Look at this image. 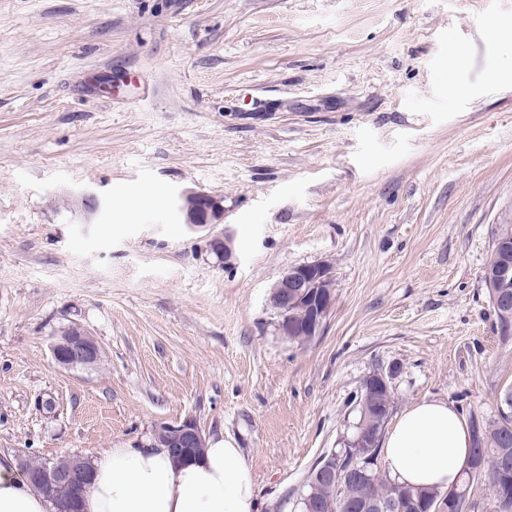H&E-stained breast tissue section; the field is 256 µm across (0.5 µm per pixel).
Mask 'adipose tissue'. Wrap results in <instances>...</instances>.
I'll list each match as a JSON object with an SVG mask.
<instances>
[{
	"label": "adipose tissue",
	"instance_id": "adipose-tissue-1",
	"mask_svg": "<svg viewBox=\"0 0 512 512\" xmlns=\"http://www.w3.org/2000/svg\"><path fill=\"white\" fill-rule=\"evenodd\" d=\"M383 463L389 475L415 487L455 485L470 452V430L451 404L423 399L404 409L386 432ZM93 481L82 512H258L251 469L240 449L208 442L190 462L166 448H107L92 462ZM54 505L0 456V512H53Z\"/></svg>",
	"mask_w": 512,
	"mask_h": 512
}]
</instances>
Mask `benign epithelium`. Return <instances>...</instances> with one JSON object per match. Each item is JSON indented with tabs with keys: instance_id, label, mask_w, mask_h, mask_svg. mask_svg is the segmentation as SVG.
Returning <instances> with one entry per match:
<instances>
[{
	"instance_id": "1",
	"label": "benign epithelium",
	"mask_w": 512,
	"mask_h": 512,
	"mask_svg": "<svg viewBox=\"0 0 512 512\" xmlns=\"http://www.w3.org/2000/svg\"><path fill=\"white\" fill-rule=\"evenodd\" d=\"M175 208L183 223L193 231H206L224 221L222 199L205 192L186 189L179 193ZM209 251L230 267L235 264L234 237L228 232L208 235ZM332 268L325 262L302 264L289 267L272 287L270 304L274 314L277 333L288 336H319L336 300L333 287ZM54 362L63 369L90 370L97 368L104 360L105 350L93 334L82 324L71 322L62 328L50 345ZM394 370L377 369L366 378L365 409L372 411L379 419L387 415L386 408L378 397L392 389ZM150 438L158 441L169 451L180 456L187 454L193 444L205 439V433L192 417L176 423L158 421L151 429ZM376 433L367 429L358 431L345 444V451L334 450L324 454L316 463V477L324 483L334 484L341 475L342 462L349 458L356 480L364 484L370 475V448ZM65 465L50 462L33 466L28 459H18L21 475L31 485L43 490L56 499L57 512H75L73 500L56 497V490L68 487L78 493L89 484L91 464L78 455L63 457Z\"/></svg>"
}]
</instances>
